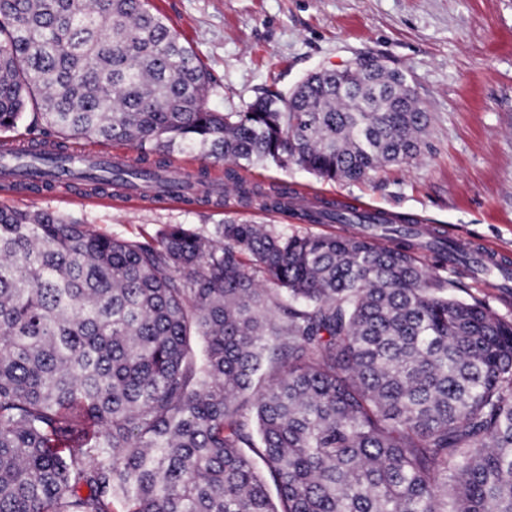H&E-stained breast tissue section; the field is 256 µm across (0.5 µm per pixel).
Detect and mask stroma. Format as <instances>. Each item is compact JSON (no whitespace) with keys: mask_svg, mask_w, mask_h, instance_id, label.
Returning <instances> with one entry per match:
<instances>
[{"mask_svg":"<svg viewBox=\"0 0 512 512\" xmlns=\"http://www.w3.org/2000/svg\"><path fill=\"white\" fill-rule=\"evenodd\" d=\"M211 77L209 109L239 112L268 90L308 73L364 58L401 71L431 117L416 162L361 181H326L302 168L256 167L267 185L308 187L320 198L359 200L376 210L445 229L465 243L506 248L512 265V0H149ZM0 208L48 210L99 233L148 240L167 224L199 231L227 220L288 232L340 233L235 203L119 204L104 195L70 198L0 188Z\"/></svg>","mask_w":512,"mask_h":512,"instance_id":"obj_1","label":"stroma"}]
</instances>
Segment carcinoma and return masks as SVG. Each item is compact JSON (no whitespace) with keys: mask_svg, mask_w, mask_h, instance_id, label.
<instances>
[{"mask_svg":"<svg viewBox=\"0 0 512 512\" xmlns=\"http://www.w3.org/2000/svg\"><path fill=\"white\" fill-rule=\"evenodd\" d=\"M398 70H318L240 112L147 0H0V133L14 186L203 193L343 234L228 221L120 240L0 209V512H512V319L439 271L479 261L407 217L243 178L358 181L411 164L428 113ZM76 139L137 167H79ZM432 257L435 272L421 261ZM172 166L177 172H183L182 168L189 166L194 173L203 165H208L209 176L213 181L224 184V162L214 163L212 160H205L200 156L178 154L171 159ZM219 178L220 181L216 180Z\"/></svg>","mask_w":512,"mask_h":512,"instance_id":"1","label":"carcinoma"}]
</instances>
